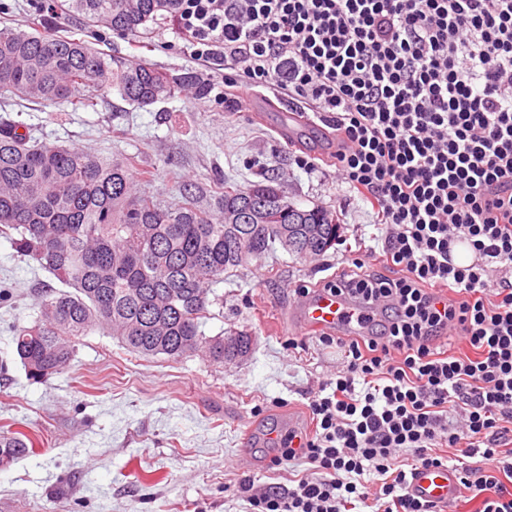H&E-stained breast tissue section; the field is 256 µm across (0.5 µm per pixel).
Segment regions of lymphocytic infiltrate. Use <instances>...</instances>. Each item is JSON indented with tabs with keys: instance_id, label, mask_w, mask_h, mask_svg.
Instances as JSON below:
<instances>
[{
	"instance_id": "f902f5d3",
	"label": "lymphocytic infiltrate",
	"mask_w": 512,
	"mask_h": 512,
	"mask_svg": "<svg viewBox=\"0 0 512 512\" xmlns=\"http://www.w3.org/2000/svg\"><path fill=\"white\" fill-rule=\"evenodd\" d=\"M175 2L182 50L225 111L272 85L318 114L338 176L384 230L381 253L328 286L384 316L320 333L344 364L309 403L314 432L274 460L307 469L288 488L241 481L246 512H342L352 498L457 512L410 491L419 469L447 466L479 512H512V0ZM378 260L398 277L371 271ZM453 338L467 355L444 348Z\"/></svg>"
}]
</instances>
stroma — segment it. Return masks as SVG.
<instances>
[{
  "label": "stroma",
  "instance_id": "obj_1",
  "mask_svg": "<svg viewBox=\"0 0 512 512\" xmlns=\"http://www.w3.org/2000/svg\"><path fill=\"white\" fill-rule=\"evenodd\" d=\"M83 38L77 15L62 0L36 11L31 0H0V27ZM167 22L145 39L99 28L98 48L114 60L170 70L198 71L176 49ZM286 100L265 89L260 111L225 114L190 88L138 106L110 89L96 110L68 104L32 107L6 103L8 119L32 136L107 158H136L152 170L145 188L168 203L191 188L203 203L223 185L240 189L277 179L301 208L336 214L340 235L381 248L383 231L365 202L336 176L322 137L284 140L275 128ZM313 161L306 172L298 157ZM352 265L338 245L316 260L275 248L225 275L200 326L207 336L241 331L252 338L248 356L216 366L196 355L180 362L131 353L102 331L81 337L70 364L42 383L30 382L12 353L16 327L33 324L53 275L20 256L0 237V432L26 425L35 453L0 470V512H244L239 482L287 483L274 466L278 451L256 445L268 428L294 422L312 430L309 397L336 378L342 353L317 332L294 327L292 291L335 280Z\"/></svg>",
  "mask_w": 512,
  "mask_h": 512
}]
</instances>
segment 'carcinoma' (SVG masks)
Instances as JSON below:
<instances>
[{
  "label": "carcinoma",
  "mask_w": 512,
  "mask_h": 512,
  "mask_svg": "<svg viewBox=\"0 0 512 512\" xmlns=\"http://www.w3.org/2000/svg\"><path fill=\"white\" fill-rule=\"evenodd\" d=\"M173 2L69 0L68 11L89 28L134 39L149 34ZM184 84L207 93L189 70L125 65L81 39L0 28V92L24 101L93 109L116 87L144 106ZM133 164L42 144L0 122V234L68 287L42 299L34 325L14 330V356L34 383L64 370L79 338L96 329L141 356L178 362L201 352L216 365L232 363L251 351V337L234 333L226 348L224 337L202 334L213 286L276 243L301 258L336 244L334 216L297 207L279 186H226L214 211L186 189L181 202L164 208L135 191ZM34 449L26 433L0 432V469Z\"/></svg>",
  "instance_id": "carcinoma-1"
}]
</instances>
